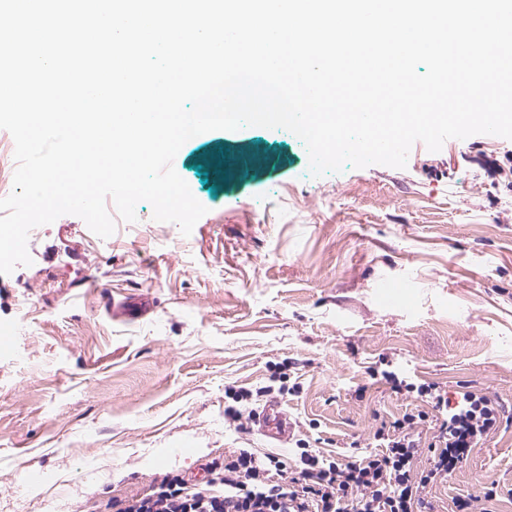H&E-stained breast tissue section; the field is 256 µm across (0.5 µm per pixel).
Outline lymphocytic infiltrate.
Segmentation results:
<instances>
[{
	"mask_svg": "<svg viewBox=\"0 0 512 512\" xmlns=\"http://www.w3.org/2000/svg\"><path fill=\"white\" fill-rule=\"evenodd\" d=\"M382 379L422 406L376 429L378 452L339 460L301 440L291 463L239 448L225 455L220 479H164L143 494L112 498L109 512H423L427 487L449 478L499 428L504 407L485 393L452 398L436 383L392 372ZM422 457L428 465L419 471Z\"/></svg>",
	"mask_w": 512,
	"mask_h": 512,
	"instance_id": "lymphocytic-infiltrate-1",
	"label": "lymphocytic infiltrate"
}]
</instances>
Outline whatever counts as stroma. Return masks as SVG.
<instances>
[{
	"mask_svg": "<svg viewBox=\"0 0 512 512\" xmlns=\"http://www.w3.org/2000/svg\"><path fill=\"white\" fill-rule=\"evenodd\" d=\"M251 149L261 163L218 172ZM174 168L207 209L190 236L146 202L106 239L66 214L30 231L31 265L0 274V512H103L156 478L217 477L236 448L288 454L224 414L225 389L278 363L295 438L338 459L373 450L409 404L373 383L388 362L501 400L507 422L427 498L454 512L494 481L487 512H512V140L418 141L406 168L315 178L295 135L245 127L190 139ZM127 294L150 298L143 320L113 318Z\"/></svg>",
	"mask_w": 512,
	"mask_h": 512,
	"instance_id": "obj_1",
	"label": "stroma"
}]
</instances>
